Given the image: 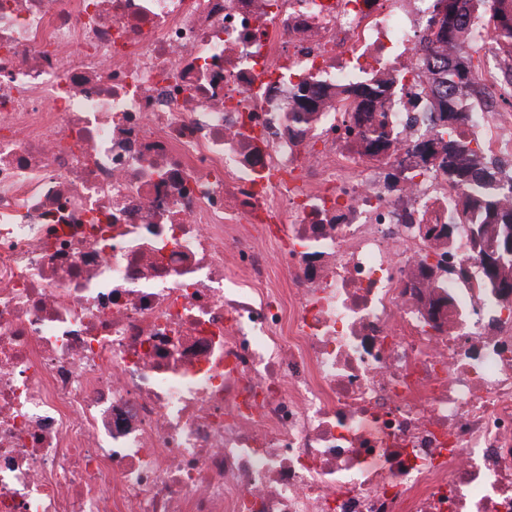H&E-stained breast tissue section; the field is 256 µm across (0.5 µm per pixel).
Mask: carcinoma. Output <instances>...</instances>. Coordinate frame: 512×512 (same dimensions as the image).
Returning a JSON list of instances; mask_svg holds the SVG:
<instances>
[{"mask_svg":"<svg viewBox=\"0 0 512 512\" xmlns=\"http://www.w3.org/2000/svg\"><path fill=\"white\" fill-rule=\"evenodd\" d=\"M506 1L512 3V0H475L495 20L497 38L512 42V6H505ZM435 5L442 41H457L465 18L460 0H435ZM438 73L440 105L435 121L439 123L440 135L437 142L448 151V180L462 191L456 223L483 229L471 238L476 257L482 261L492 246L497 225H512V207L503 204L504 199L512 196V180H504L497 165L485 162L479 142L467 140L460 133L467 120L462 92L482 77V61L462 50L456 65H441ZM353 120L362 130L365 147L379 150L388 145L390 130L383 115L368 112L363 118L358 112ZM484 275L490 286L496 288L512 278V261L497 271L487 270Z\"/></svg>","mask_w":512,"mask_h":512,"instance_id":"cac0c4a2","label":"carcinoma"}]
</instances>
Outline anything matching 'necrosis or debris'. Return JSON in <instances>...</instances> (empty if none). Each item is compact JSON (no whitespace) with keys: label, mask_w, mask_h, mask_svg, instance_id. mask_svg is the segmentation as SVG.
Segmentation results:
<instances>
[{"label":"necrosis or debris","mask_w":512,"mask_h":512,"mask_svg":"<svg viewBox=\"0 0 512 512\" xmlns=\"http://www.w3.org/2000/svg\"><path fill=\"white\" fill-rule=\"evenodd\" d=\"M432 15L0 0V512H512V303L415 151ZM364 114L367 117L362 118ZM356 126L361 128V135L365 142V147L380 150L388 145L390 130L385 117L381 113L363 112L356 113L353 117Z\"/></svg>","instance_id":"necrosis-or-debris-1"}]
</instances>
